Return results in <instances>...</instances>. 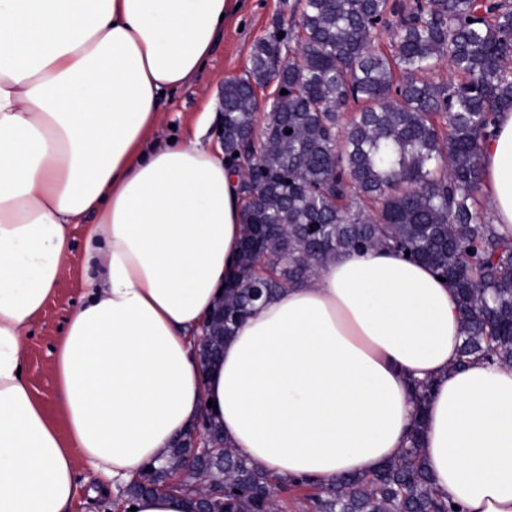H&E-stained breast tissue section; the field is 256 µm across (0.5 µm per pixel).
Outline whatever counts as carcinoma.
Wrapping results in <instances>:
<instances>
[{
	"instance_id": "obj_1",
	"label": "carcinoma",
	"mask_w": 512,
	"mask_h": 512,
	"mask_svg": "<svg viewBox=\"0 0 512 512\" xmlns=\"http://www.w3.org/2000/svg\"><path fill=\"white\" fill-rule=\"evenodd\" d=\"M294 24L252 46L245 78L224 81V155L239 176L244 234L211 348L256 303L315 275L328 256L388 247L429 265L455 289L462 342L454 365L512 368V236L479 208L482 143L496 114L512 110L509 0H295ZM394 50L377 47L382 32ZM448 71V76L441 74ZM271 82L269 111L256 88ZM357 105L347 115L348 103ZM262 125L252 145L240 132ZM432 386H414L416 417L401 456L370 475L278 485L224 442L208 410L144 466L122 504L198 489L210 512H464L440 494L423 461ZM213 433L215 450L175 483Z\"/></svg>"
}]
</instances>
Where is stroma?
<instances>
[{
	"label": "stroma",
	"mask_w": 512,
	"mask_h": 512,
	"mask_svg": "<svg viewBox=\"0 0 512 512\" xmlns=\"http://www.w3.org/2000/svg\"><path fill=\"white\" fill-rule=\"evenodd\" d=\"M295 0H246L241 12L228 22L205 66L188 84L167 98L163 104L164 120L158 135L161 139L199 134L203 144L216 148L221 144L218 133L221 121L222 89L229 78L246 75L252 44L268 36L274 24H288ZM210 119L203 131H196L200 113ZM72 251L63 277L38 317L25 342V376L47 413L63 423L64 416L55 396L53 350L63 335L72 312L84 301V266L86 239L83 225L71 228ZM77 493L71 512H117V496L105 491L85 462L76 464Z\"/></svg>",
	"instance_id": "1"
}]
</instances>
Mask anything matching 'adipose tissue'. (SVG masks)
Here are the masks:
<instances>
[{"label": "adipose tissue", "mask_w": 512, "mask_h": 512, "mask_svg": "<svg viewBox=\"0 0 512 512\" xmlns=\"http://www.w3.org/2000/svg\"><path fill=\"white\" fill-rule=\"evenodd\" d=\"M238 3L0 0V512H69L80 459L128 486L209 399L227 444L278 482L367 474L405 447L418 381L435 488L465 512H512V368L452 371L458 299L426 264L334 254L200 371V326L236 272L238 176L198 137L152 134ZM482 156L512 234V111ZM89 212L85 301L54 350L62 433L18 368Z\"/></svg>", "instance_id": "ef3b65f1"}]
</instances>
